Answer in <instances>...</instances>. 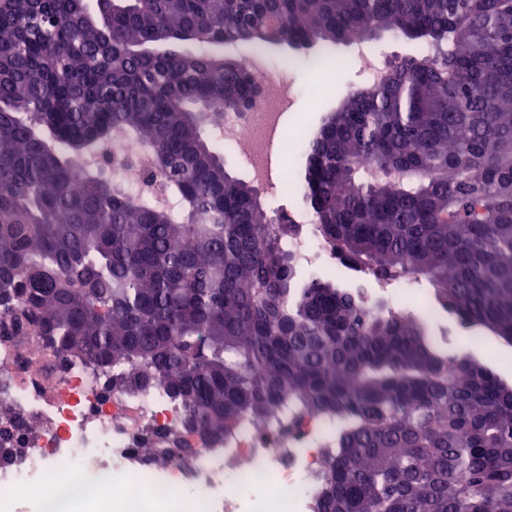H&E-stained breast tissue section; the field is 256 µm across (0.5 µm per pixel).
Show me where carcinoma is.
Listing matches in <instances>:
<instances>
[{"instance_id": "1", "label": "carcinoma", "mask_w": 512, "mask_h": 512, "mask_svg": "<svg viewBox=\"0 0 512 512\" xmlns=\"http://www.w3.org/2000/svg\"><path fill=\"white\" fill-rule=\"evenodd\" d=\"M420 44L307 136L321 239L389 284L423 275L512 341V0H0V339L87 357L110 391H162L178 442L331 420L315 512H512V387L436 351L411 315L298 279L192 106L248 99L242 63L171 43L297 51ZM132 140L162 177L81 161ZM0 412V450L19 447Z\"/></svg>"}]
</instances>
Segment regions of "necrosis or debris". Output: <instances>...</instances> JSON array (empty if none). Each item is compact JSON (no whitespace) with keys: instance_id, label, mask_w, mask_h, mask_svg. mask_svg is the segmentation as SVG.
Returning a JSON list of instances; mask_svg holds the SVG:
<instances>
[{"instance_id":"necrosis-or-debris-1","label":"necrosis or debris","mask_w":512,"mask_h":512,"mask_svg":"<svg viewBox=\"0 0 512 512\" xmlns=\"http://www.w3.org/2000/svg\"><path fill=\"white\" fill-rule=\"evenodd\" d=\"M295 96L289 71L252 112L218 122L225 145L242 151L257 186L295 180L284 104ZM38 425L25 452L0 460V512L22 499L40 512H313L314 481L327 422L245 424L220 441L187 435L198 452L157 470L145 439L179 421L177 401L159 391L105 392L84 361L61 362L37 336L0 346V409Z\"/></svg>"}]
</instances>
